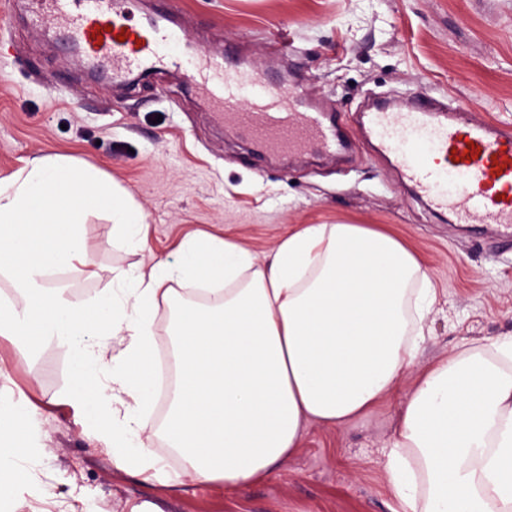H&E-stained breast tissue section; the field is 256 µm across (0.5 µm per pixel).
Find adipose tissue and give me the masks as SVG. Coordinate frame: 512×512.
Here are the masks:
<instances>
[{"label": "adipose tissue", "instance_id": "ef3b65f1", "mask_svg": "<svg viewBox=\"0 0 512 512\" xmlns=\"http://www.w3.org/2000/svg\"><path fill=\"white\" fill-rule=\"evenodd\" d=\"M91 201L120 241L146 246L148 225L94 168L45 156L0 179V275L18 294L0 307V335L22 355L47 336L74 348L67 402L120 469L170 479L142 434L157 399L155 312L173 301V282L224 287L218 304L176 318L178 377L163 435L191 482H220L228 494L274 477L307 424L340 429L380 404L417 358L436 290L392 232L300 224L266 263L197 232L179 242L178 263L115 270L110 292L79 303L42 278L51 266L90 267L79 229ZM116 336L125 349L105 357ZM30 432L26 415L0 412V485L40 499L46 489L27 469ZM386 471L399 512H512V373L473 348L419 369Z\"/></svg>", "mask_w": 512, "mask_h": 512}]
</instances>
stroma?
Segmentation results:
<instances>
[{
  "label": "stroma",
  "instance_id": "obj_1",
  "mask_svg": "<svg viewBox=\"0 0 512 512\" xmlns=\"http://www.w3.org/2000/svg\"><path fill=\"white\" fill-rule=\"evenodd\" d=\"M0 22V178L46 155L96 166L126 192L149 226L145 248L112 237L90 216L81 228L90 273L51 270L47 283L88 302L112 287L116 269L176 261L195 231L230 234L268 259L295 224H371L398 234L437 289L416 364L482 349L512 336V244L498 227L471 229L434 212L400 179L361 113L368 99L415 93L454 102L461 121L512 125V0H173L167 24L192 34L181 47H230L229 65L296 90V111L318 108L334 122L333 155L263 158L242 133L218 124L174 69L140 81L98 80L73 60L51 21L32 23L31 0H13ZM347 427L307 425L300 448L276 476L228 495L223 483L161 484L118 469L94 446L65 402L71 352L47 340L18 358L0 336V393L31 413L32 477L43 501L6 492L0 512H397L385 463L399 403L413 383Z\"/></svg>",
  "mask_w": 512,
  "mask_h": 512
}]
</instances>
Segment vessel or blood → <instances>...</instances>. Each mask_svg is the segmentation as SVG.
<instances>
[{"label": "vessel or blood", "instance_id": "vessel-or-blood-1", "mask_svg": "<svg viewBox=\"0 0 512 512\" xmlns=\"http://www.w3.org/2000/svg\"><path fill=\"white\" fill-rule=\"evenodd\" d=\"M33 20L63 27L90 60L113 78L136 71L183 67L188 84L203 94L217 121L250 132L271 153L309 147L332 153L337 129L317 112H297L290 95L254 72L229 71L222 58L199 50L183 63L175 47L191 35L157 22L132 24L117 0H33ZM369 124L403 178L457 224L512 229V130L462 122L419 97L404 111L373 112Z\"/></svg>", "mask_w": 512, "mask_h": 512}]
</instances>
